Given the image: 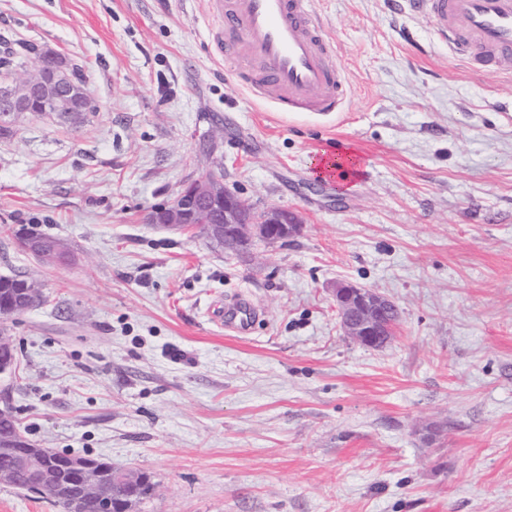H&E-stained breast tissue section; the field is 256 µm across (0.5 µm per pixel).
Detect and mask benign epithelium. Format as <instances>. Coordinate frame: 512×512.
Wrapping results in <instances>:
<instances>
[{
  "instance_id": "benign-epithelium-1",
  "label": "benign epithelium",
  "mask_w": 512,
  "mask_h": 512,
  "mask_svg": "<svg viewBox=\"0 0 512 512\" xmlns=\"http://www.w3.org/2000/svg\"><path fill=\"white\" fill-rule=\"evenodd\" d=\"M29 76L0 83V124L8 125L26 112H49L76 121L86 111L85 85L68 61L48 51L38 52L28 66ZM148 222L157 228L184 232L199 230L211 244L246 254L256 240L284 241L300 234L303 224L295 211L270 208L256 211L239 194L224 186L221 179L208 175L193 180L169 203L152 210ZM25 252L44 264L67 261L69 248L56 238L32 235L21 239ZM344 336L365 348H381L394 334L391 313L395 308L385 295L350 283H339L334 292ZM41 290L25 281L19 293L0 306V323L6 324L21 313L39 305ZM15 360L10 337L0 332V376L11 372ZM0 454L14 458V466L0 470V480L20 489L43 495L59 470L67 469L77 479L74 503L82 498L98 501L104 512L121 489H133L142 481L138 473L107 471L92 458L71 456L50 448H40L12 426L0 431Z\"/></svg>"
}]
</instances>
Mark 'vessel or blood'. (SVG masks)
<instances>
[{
	"label": "vessel or blood",
	"instance_id": "1",
	"mask_svg": "<svg viewBox=\"0 0 512 512\" xmlns=\"http://www.w3.org/2000/svg\"><path fill=\"white\" fill-rule=\"evenodd\" d=\"M211 47L254 97L280 112L342 111L346 87L335 43L312 0H213ZM396 13L431 19L439 39L469 64L492 68L512 57V0H392ZM215 321L245 330L250 308L213 305Z\"/></svg>",
	"mask_w": 512,
	"mask_h": 512
}]
</instances>
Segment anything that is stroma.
<instances>
[{"label": "stroma", "instance_id": "obj_1", "mask_svg": "<svg viewBox=\"0 0 512 512\" xmlns=\"http://www.w3.org/2000/svg\"><path fill=\"white\" fill-rule=\"evenodd\" d=\"M342 111L279 112L214 58L209 0H0V51L79 66L96 109L0 131V275L39 306L0 381L32 443L150 477L132 512H512V60L472 69L387 0H313ZM361 161L320 176L322 152ZM220 176L302 233L250 257L149 224ZM64 239L42 265L18 231ZM346 280L401 311L343 336ZM260 316L241 335L212 304Z\"/></svg>", "mask_w": 512, "mask_h": 512}]
</instances>
